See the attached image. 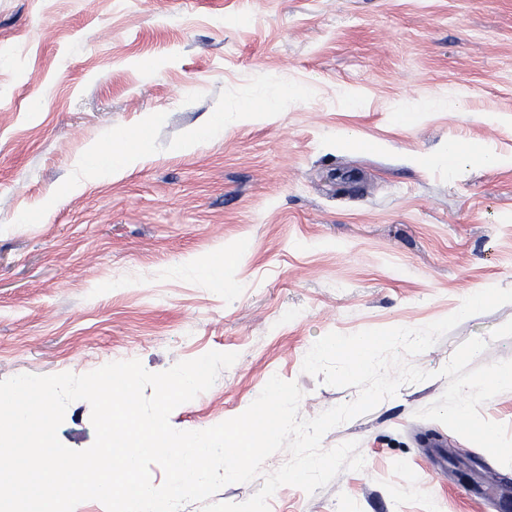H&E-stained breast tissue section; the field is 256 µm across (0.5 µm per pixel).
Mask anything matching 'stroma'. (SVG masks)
<instances>
[{
  "instance_id": "stroma-1",
  "label": "stroma",
  "mask_w": 512,
  "mask_h": 512,
  "mask_svg": "<svg viewBox=\"0 0 512 512\" xmlns=\"http://www.w3.org/2000/svg\"><path fill=\"white\" fill-rule=\"evenodd\" d=\"M451 88L465 97L441 107ZM263 100L271 114L232 121ZM221 115L222 137L179 150ZM451 138L512 156V0H0V380L220 351L235 365L173 428L241 414L272 374L302 418L353 401L303 372L317 339L512 289V167L449 177L432 159ZM92 146L142 158L91 174ZM476 336L474 366L512 360V304L326 433V450L358 442L362 470L282 486L269 512H512V467L417 416ZM94 437L90 404L70 403L59 440Z\"/></svg>"
}]
</instances>
